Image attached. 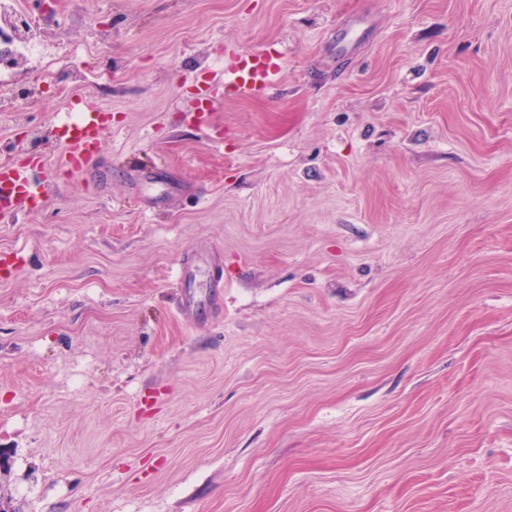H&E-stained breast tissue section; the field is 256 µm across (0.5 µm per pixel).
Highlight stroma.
<instances>
[{"mask_svg": "<svg viewBox=\"0 0 512 512\" xmlns=\"http://www.w3.org/2000/svg\"><path fill=\"white\" fill-rule=\"evenodd\" d=\"M16 11L42 34L0 85V159L57 163L85 99L112 128L92 171L0 215L24 258L0 281V497L512 512V0ZM266 48L280 82L196 128L197 77Z\"/></svg>", "mask_w": 512, "mask_h": 512, "instance_id": "obj_1", "label": "stroma"}]
</instances>
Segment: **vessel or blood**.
<instances>
[{
  "label": "vessel or blood",
  "instance_id": "obj_1",
  "mask_svg": "<svg viewBox=\"0 0 512 512\" xmlns=\"http://www.w3.org/2000/svg\"><path fill=\"white\" fill-rule=\"evenodd\" d=\"M282 70L280 53L268 50L233 53L227 65L223 87L203 81L197 87V110L193 122L207 129L206 114L217 94L224 96H258L276 84ZM108 129V111L95 103H84L76 117L60 122L56 129L59 144L64 147V168L75 173L92 169L103 134ZM45 161L37 156L0 161V213L34 211L48 196L51 183ZM41 180H32L34 171Z\"/></svg>",
  "mask_w": 512,
  "mask_h": 512
}]
</instances>
